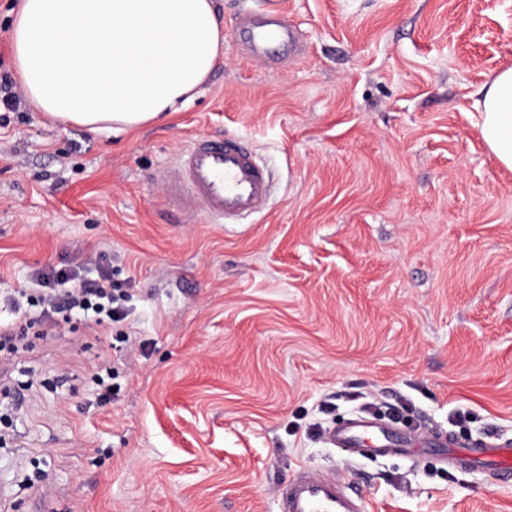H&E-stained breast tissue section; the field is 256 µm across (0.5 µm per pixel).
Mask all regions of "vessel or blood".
<instances>
[{
	"label": "vessel or blood",
	"instance_id": "b4317fda",
	"mask_svg": "<svg viewBox=\"0 0 512 512\" xmlns=\"http://www.w3.org/2000/svg\"><path fill=\"white\" fill-rule=\"evenodd\" d=\"M239 33L254 56L265 54L270 43L296 48L297 43L279 12L249 17L239 22ZM175 186L184 198V211L231 220L264 209L269 179L248 146L237 138L199 136L177 161ZM329 443L361 457L397 455L405 437L377 421L356 417L334 427ZM450 465L468 471L487 469L512 476V443H468L443 451ZM277 512H366L361 496L331 473L300 468L282 486Z\"/></svg>",
	"mask_w": 512,
	"mask_h": 512
}]
</instances>
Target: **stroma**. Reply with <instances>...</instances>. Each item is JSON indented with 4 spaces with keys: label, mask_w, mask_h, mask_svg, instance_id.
I'll use <instances>...</instances> for the list:
<instances>
[{
    "label": "stroma",
    "mask_w": 512,
    "mask_h": 512,
    "mask_svg": "<svg viewBox=\"0 0 512 512\" xmlns=\"http://www.w3.org/2000/svg\"><path fill=\"white\" fill-rule=\"evenodd\" d=\"M215 7L222 61L166 123L94 134L0 106V295L95 248L131 309L29 329L0 364V512H276L303 465L368 512H512V485L434 446L324 442L357 415L512 440V169L474 107L512 66V0ZM272 8L304 45L281 68L234 29ZM210 135L268 167L263 212L173 202L178 155Z\"/></svg>",
    "instance_id": "1"
}]
</instances>
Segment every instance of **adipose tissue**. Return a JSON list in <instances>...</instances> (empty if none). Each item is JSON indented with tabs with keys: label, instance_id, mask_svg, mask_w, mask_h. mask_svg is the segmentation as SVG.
<instances>
[{
	"label": "adipose tissue",
	"instance_id": "obj_1",
	"mask_svg": "<svg viewBox=\"0 0 512 512\" xmlns=\"http://www.w3.org/2000/svg\"><path fill=\"white\" fill-rule=\"evenodd\" d=\"M214 0H20L14 77L51 119L100 132L159 123L221 61ZM481 139L512 169V67L480 89Z\"/></svg>",
	"mask_w": 512,
	"mask_h": 512
}]
</instances>
